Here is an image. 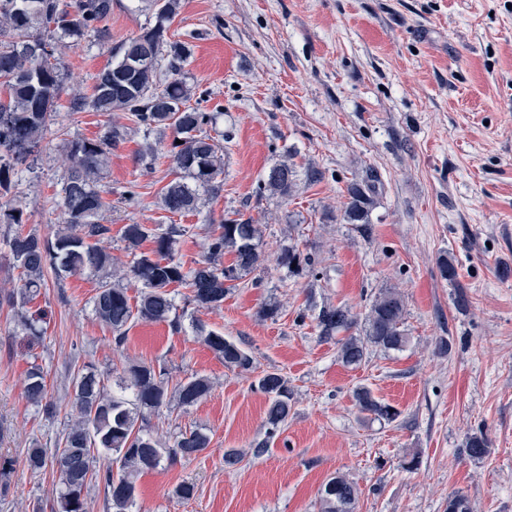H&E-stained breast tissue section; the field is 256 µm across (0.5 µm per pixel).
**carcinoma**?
Wrapping results in <instances>:
<instances>
[{"mask_svg": "<svg viewBox=\"0 0 512 512\" xmlns=\"http://www.w3.org/2000/svg\"><path fill=\"white\" fill-rule=\"evenodd\" d=\"M155 23L141 28L113 48L112 64L100 71L89 96L81 91L72 94L69 109H91L107 115L123 112L138 127L171 130L173 142L168 157L176 177L163 189L161 208L171 215L197 212L201 193L220 191L224 174L223 147L208 134L206 127L216 123L218 113L202 112L192 106L191 88L178 75L192 55V47L169 34L179 13L180 0H149ZM112 0H0V196L10 193L21 167L29 166L50 129L60 93L63 90L65 65L64 39L78 43L95 34L109 37ZM41 44L55 50V64L45 65L37 53ZM174 78L160 84V62ZM124 126L110 124L96 140L74 139L67 142V171L62 183V207L66 224L48 239L35 231H26L28 216L20 207L0 206V222L16 229L0 242L7 249L12 266L21 270L22 284L0 289V306L13 308L28 345L43 340L46 310L34 312L26 305L44 285L45 272L52 270L59 280L87 271L119 272L141 285L136 300L128 288L103 282L93 297L96 317L112 330L115 348H122L127 332L135 321L167 323L174 330L182 328L183 316L177 313L174 285H185V297L191 306L189 326L195 336L230 370L251 373L253 356L221 331L207 328L195 313L214 310L224 304L232 289L230 283L243 279L261 264L260 225L249 219L225 220L207 225V256L184 269L177 257L179 237L185 229L179 224H127L122 229L126 252L132 256L123 263L106 252L103 243L110 238L111 227L99 223L106 202L99 179L112 148L123 140ZM181 143H176V140ZM297 171L292 164L271 167L259 185L257 194L291 192ZM377 176L346 187L347 202L343 221L369 231L370 212L374 206V183ZM152 242L145 252L140 246ZM233 261L224 265V254ZM315 261L303 254L298 245L281 250L276 265L290 274L313 270ZM309 314L321 341L339 345L338 357L343 366L357 368L369 348L401 350L409 342L403 329L405 307L396 289L380 293L370 304L363 334L353 330L357 316L344 305L331 302L308 303ZM209 377L187 376L169 384L164 366L154 367L127 361L110 372H101L84 363L71 378L67 392L72 418L58 448L53 452L39 446L27 449L23 465L33 473L48 466L59 472V486L53 500V512H86V496L94 482L104 483L107 512H137L138 480L162 463L173 465L197 457L210 444V436L201 428L181 429L167 441L154 435L152 416L160 410L179 408L184 411L197 405L211 392ZM265 394V438L252 444L256 457L267 451L272 439L284 426L292 408L293 391L288 379L278 372H265L254 382ZM24 394L27 402L47 419L56 417L58 406L50 395L46 375L39 366L27 374ZM358 411L370 420L393 422L400 412L374 395L368 387L353 392ZM490 452V440L480 431L466 437L462 453L471 460H481ZM106 465H100V460ZM359 490L346 476L330 477L319 493L320 512H356Z\"/></svg>", "mask_w": 512, "mask_h": 512, "instance_id": "cac0c4a2", "label": "carcinoma"}]
</instances>
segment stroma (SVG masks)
Listing matches in <instances>:
<instances>
[{
    "label": "stroma",
    "mask_w": 512,
    "mask_h": 512,
    "mask_svg": "<svg viewBox=\"0 0 512 512\" xmlns=\"http://www.w3.org/2000/svg\"><path fill=\"white\" fill-rule=\"evenodd\" d=\"M152 21L140 0H116L112 42ZM170 31L193 47L182 74L193 102L219 113L224 149L219 197L179 219L181 258L202 259L207 225L225 217L263 227L262 266L199 317L250 352L255 373L287 377L292 411L265 454L225 467V449L264 436L267 398L252 387L255 373L225 368L191 330L165 323H135L116 350L92 308L98 277L49 273L31 303L50 313L40 345L28 346L15 312L0 307V456L22 460L35 443L56 448L72 362L106 372L128 357L163 360L170 379L198 373L214 387L188 412L153 417L155 434L202 426L211 443L144 474L140 512H319L318 491L337 472L359 487L357 512H446L458 493L474 512H512V0H181ZM108 45L90 36L64 48L56 119L0 204L22 206L29 228L53 237L65 221L66 143L99 138L109 120L126 126L100 182L106 247L123 261L124 225L167 221L158 201L173 177L163 157L171 133L144 132L120 112L69 111V89L90 92L111 62ZM287 158L298 171L292 193L257 196L269 168ZM371 170L379 184L367 237L342 213L347 183ZM294 242L314 258L313 271L277 268L280 249ZM443 255L456 283L439 273ZM384 288L402 294L410 341L370 349L359 368L344 367L336 343L297 320L311 296L365 316ZM460 290L470 300L462 309ZM270 302L279 311L266 319L260 310ZM443 338L452 343L446 355L437 352ZM36 364L60 405L51 420L24 396ZM361 385L399 418H362L353 399ZM480 430L491 452L473 461L460 449ZM413 457L418 467L402 469ZM182 482L196 487L190 501L171 495ZM57 483L56 470L16 468L0 483V512H34Z\"/></svg>",
    "instance_id": "stroma-1"
}]
</instances>
